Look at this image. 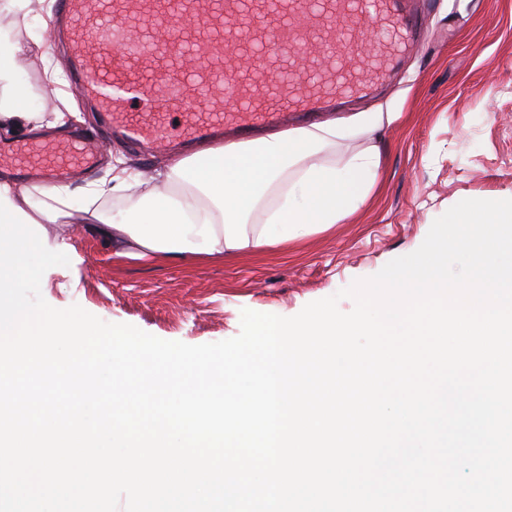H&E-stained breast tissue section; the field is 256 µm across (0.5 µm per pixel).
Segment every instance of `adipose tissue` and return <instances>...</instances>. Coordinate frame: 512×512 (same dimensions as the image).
I'll return each instance as SVG.
<instances>
[{"label":"adipose tissue","instance_id":"adipose-tissue-1","mask_svg":"<svg viewBox=\"0 0 512 512\" xmlns=\"http://www.w3.org/2000/svg\"><path fill=\"white\" fill-rule=\"evenodd\" d=\"M12 26L0 27V119L35 121L28 89L18 85ZM382 113L292 129L254 142L209 147L174 157L150 176L116 160L107 181L70 186H15L0 181V194L40 224L79 216L99 224L123 255L149 259L160 254L196 259L236 255L285 245L340 223L374 188L379 165L368 148L344 164L319 161L336 143L371 133ZM137 192L139 205L121 222L111 221L104 199Z\"/></svg>","mask_w":512,"mask_h":512}]
</instances>
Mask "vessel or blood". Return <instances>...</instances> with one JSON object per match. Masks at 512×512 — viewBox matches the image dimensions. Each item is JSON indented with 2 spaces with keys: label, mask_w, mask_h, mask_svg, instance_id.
Returning <instances> with one entry per match:
<instances>
[{
  "label": "vessel or blood",
  "mask_w": 512,
  "mask_h": 512,
  "mask_svg": "<svg viewBox=\"0 0 512 512\" xmlns=\"http://www.w3.org/2000/svg\"><path fill=\"white\" fill-rule=\"evenodd\" d=\"M373 17L393 32L384 44L368 82L339 71L340 88L316 87L305 76V93H295L279 73L295 69L297 53L312 43L328 57L345 62L359 54L361 36L348 26L337 38L335 24L359 14ZM51 25L69 41V79L83 103L94 107L103 125L132 149L149 150L166 132L179 146L233 134L250 138L264 126L311 123L318 113L340 108L345 96L383 86L423 25L413 0H55ZM272 61L264 78L232 67L233 59ZM162 84L173 104L198 101L205 116L181 113L168 127L149 107ZM234 103L225 106V93ZM29 156L31 178L52 183L86 172L99 161L98 151L79 140L47 133L27 139L0 140V165Z\"/></svg>",
  "instance_id": "vessel-or-blood-1"
}]
</instances>
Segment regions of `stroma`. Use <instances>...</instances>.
<instances>
[{"instance_id":"1","label":"stroma","mask_w":512,"mask_h":512,"mask_svg":"<svg viewBox=\"0 0 512 512\" xmlns=\"http://www.w3.org/2000/svg\"><path fill=\"white\" fill-rule=\"evenodd\" d=\"M427 24L392 84L358 104L392 112L393 122L336 149L337 160L374 145L379 176L365 202L326 231L287 247L183 260L118 255L94 224H42L38 234L70 263L45 271L41 294L52 307L79 305L107 323H127L169 341L213 343L238 335L242 310L283 317L377 274L423 243L435 219L462 198H512V0H431ZM52 11L16 28L24 49L19 83L31 111L51 121L70 107L61 134H85L104 160L90 180L108 177L113 158L150 171L170 148L141 154L107 135L77 98L45 92L38 36Z\"/></svg>"}]
</instances>
